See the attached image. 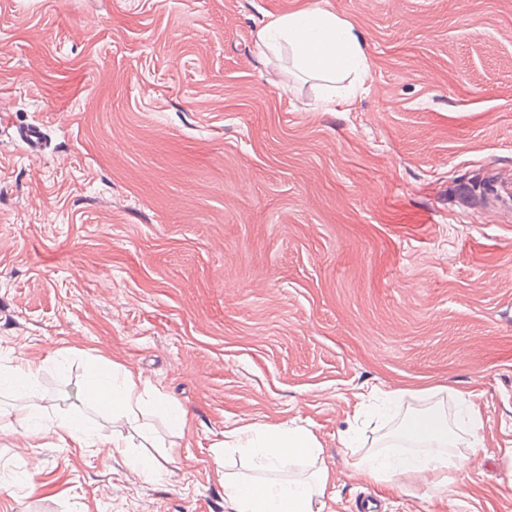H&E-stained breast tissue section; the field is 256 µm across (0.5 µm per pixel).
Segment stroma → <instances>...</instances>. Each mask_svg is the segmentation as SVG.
Wrapping results in <instances>:
<instances>
[{
  "instance_id": "1",
  "label": "stroma",
  "mask_w": 512,
  "mask_h": 512,
  "mask_svg": "<svg viewBox=\"0 0 512 512\" xmlns=\"http://www.w3.org/2000/svg\"><path fill=\"white\" fill-rule=\"evenodd\" d=\"M316 3L369 69L326 110L316 79L256 33ZM281 70L284 85L266 74ZM0 368L31 366L43 413L110 418L92 363L140 371L190 417L123 425L146 480L107 448L28 435L0 388V512H232L216 448L268 422L311 430L331 512H512V0H0ZM35 125L43 149L17 138ZM452 421L448 492L356 478L361 448L417 451L403 423ZM399 391L391 417L362 406Z\"/></svg>"
}]
</instances>
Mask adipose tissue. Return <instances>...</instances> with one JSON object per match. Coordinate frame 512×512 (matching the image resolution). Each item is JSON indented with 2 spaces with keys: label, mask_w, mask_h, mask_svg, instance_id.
<instances>
[{
  "label": "adipose tissue",
  "mask_w": 512,
  "mask_h": 512,
  "mask_svg": "<svg viewBox=\"0 0 512 512\" xmlns=\"http://www.w3.org/2000/svg\"><path fill=\"white\" fill-rule=\"evenodd\" d=\"M257 46L274 56L290 52L298 70L323 81L322 101L328 107L337 99L349 100L357 94L355 85L338 87V79L368 70L365 45L358 31L336 13L316 5L271 19L258 31ZM35 377L36 371L30 367L0 370V386L25 400L24 408L32 420L28 428L31 435L59 442L70 440L88 448L102 442L84 418L73 416L58 424L41 416ZM83 389L86 394L101 395L100 406L113 420L136 419L149 404L172 430L181 433L189 426L184 409L131 369L90 365ZM405 432L421 444V451L408 455L386 450L366 452L354 462V474L365 481L394 487L411 481L439 493L447 491V484L437 479L439 472L451 465L460 471L466 468L465 457L454 458L447 451V415L435 410L418 413L407 421ZM102 443L121 453L127 448L125 440L116 435ZM224 447L244 454L252 469L248 475H223L224 494L235 504L236 512H324L333 496L332 474L323 463V448L307 429L284 422L234 428L229 430ZM302 460L311 465L307 476L281 478L287 464Z\"/></svg>",
  "instance_id": "1"
}]
</instances>
